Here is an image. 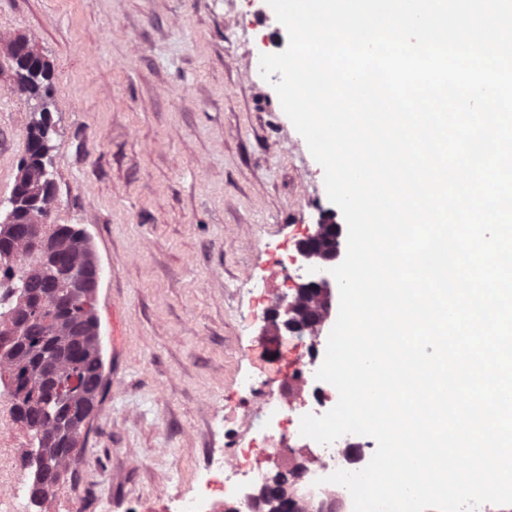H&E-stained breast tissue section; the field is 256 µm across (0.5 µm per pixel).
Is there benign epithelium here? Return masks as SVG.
I'll return each mask as SVG.
<instances>
[{
  "label": "benign epithelium",
  "instance_id": "7a95c632",
  "mask_svg": "<svg viewBox=\"0 0 512 512\" xmlns=\"http://www.w3.org/2000/svg\"><path fill=\"white\" fill-rule=\"evenodd\" d=\"M12 59H36L38 54L23 39H17L11 46ZM27 169L20 170L10 196L0 200V208L7 211V224H19L18 215L32 203V198L22 192ZM336 213L329 212L320 218L314 233L300 240L297 252L299 266L305 270L307 279L296 286V297L286 301L274 310L273 320L280 321L277 333L286 336H299L324 323L331 308L332 274L330 269L343 254V227L335 220ZM258 497L274 504L277 512H296L295 503L280 485L263 487Z\"/></svg>",
  "mask_w": 512,
  "mask_h": 512
}]
</instances>
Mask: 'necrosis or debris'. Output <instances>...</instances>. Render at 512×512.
<instances>
[{
    "label": "necrosis or debris",
    "mask_w": 512,
    "mask_h": 512,
    "mask_svg": "<svg viewBox=\"0 0 512 512\" xmlns=\"http://www.w3.org/2000/svg\"><path fill=\"white\" fill-rule=\"evenodd\" d=\"M319 336H277L269 340L259 357L262 388L251 409L248 428L259 435L262 445L256 453L264 462L283 463L287 470H299L294 487L305 512H316L321 503L338 499L341 512H353L350 493L330 483L337 470H361L371 459L373 441L343 436L333 444L322 445L300 434L304 415L320 416L338 402V392L329 383L317 380L322 363ZM31 455L17 427L10 401V388L0 381V505L31 473L24 462ZM219 475L215 493L177 495L169 500L168 512H216L217 498L235 501L238 512H271L270 505L255 507L250 495L257 482L243 471L238 453L216 460Z\"/></svg>",
    "instance_id": "necrosis-or-debris-1"
}]
</instances>
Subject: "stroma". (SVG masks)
<instances>
[{
	"label": "stroma",
	"instance_id": "1",
	"mask_svg": "<svg viewBox=\"0 0 512 512\" xmlns=\"http://www.w3.org/2000/svg\"><path fill=\"white\" fill-rule=\"evenodd\" d=\"M264 0H0V198L35 119L10 45L50 68V221L84 228L109 384L53 512H165L247 431L250 356L333 210L263 78Z\"/></svg>",
	"mask_w": 512,
	"mask_h": 512
}]
</instances>
